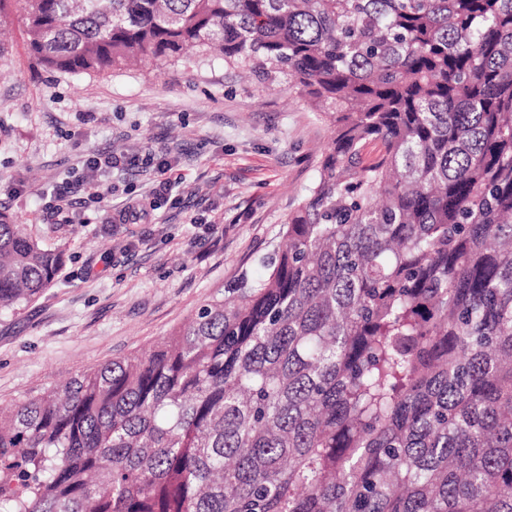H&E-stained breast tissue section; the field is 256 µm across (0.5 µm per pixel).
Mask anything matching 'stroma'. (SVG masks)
Segmentation results:
<instances>
[{
  "mask_svg": "<svg viewBox=\"0 0 512 512\" xmlns=\"http://www.w3.org/2000/svg\"><path fill=\"white\" fill-rule=\"evenodd\" d=\"M0 211L64 254L52 286L0 312V404L151 347L242 276L265 273L308 193L332 129L296 91L265 88L222 58L70 75L29 58L20 24L0 37ZM167 160L172 194L135 224L115 205L149 195ZM91 154L125 160L83 189ZM69 182L71 205L47 195Z\"/></svg>",
  "mask_w": 512,
  "mask_h": 512,
  "instance_id": "1",
  "label": "stroma"
}]
</instances>
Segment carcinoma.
<instances>
[{
    "instance_id": "1",
    "label": "carcinoma",
    "mask_w": 512,
    "mask_h": 512,
    "mask_svg": "<svg viewBox=\"0 0 512 512\" xmlns=\"http://www.w3.org/2000/svg\"><path fill=\"white\" fill-rule=\"evenodd\" d=\"M24 11L47 70L217 50L333 136L266 276L0 409V512H512V0ZM62 263L0 212L1 310Z\"/></svg>"
}]
</instances>
